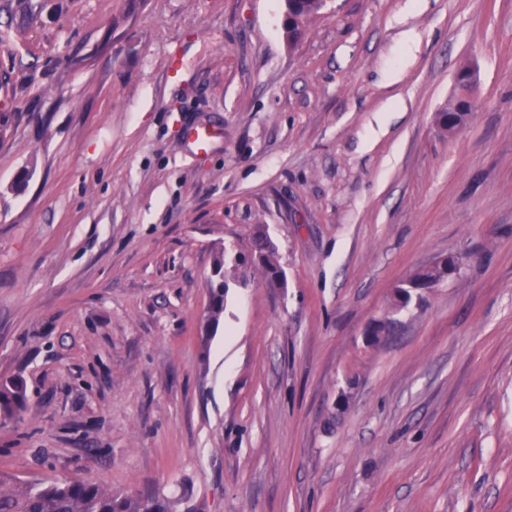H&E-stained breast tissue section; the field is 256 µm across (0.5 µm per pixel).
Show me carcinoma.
Returning <instances> with one entry per match:
<instances>
[{"label": "carcinoma", "instance_id": "obj_1", "mask_svg": "<svg viewBox=\"0 0 512 512\" xmlns=\"http://www.w3.org/2000/svg\"><path fill=\"white\" fill-rule=\"evenodd\" d=\"M448 277V269L434 264L418 270L409 279L395 285L390 315L378 323L370 340L394 334L401 325L400 315L414 301L412 287L421 283L437 284ZM224 312V281L210 288L207 325L216 323ZM27 407L26 387L19 379L0 381V420L16 418ZM0 512H170L167 496L114 493L96 481L44 478L24 480L0 475Z\"/></svg>", "mask_w": 512, "mask_h": 512}]
</instances>
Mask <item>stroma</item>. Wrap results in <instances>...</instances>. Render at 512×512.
Wrapping results in <instances>:
<instances>
[{"label": "stroma", "instance_id": "stroma-1", "mask_svg": "<svg viewBox=\"0 0 512 512\" xmlns=\"http://www.w3.org/2000/svg\"><path fill=\"white\" fill-rule=\"evenodd\" d=\"M284 18L0 0V379L28 395L0 472L174 512H512V0H323L293 41ZM259 230L286 287L236 262ZM456 270L448 271V268L434 264L430 267L418 270L413 276L405 281H401L394 287L393 299L391 303L390 315L384 321L378 323L374 329V334L370 340L377 342L380 335L389 336L394 334L401 325L399 316L408 310L415 300L412 294V287L421 283L437 284L448 278V275L455 273Z\"/></svg>", "mask_w": 512, "mask_h": 512}]
</instances>
